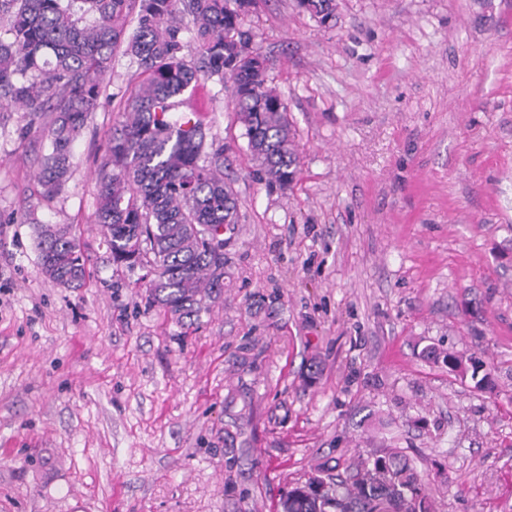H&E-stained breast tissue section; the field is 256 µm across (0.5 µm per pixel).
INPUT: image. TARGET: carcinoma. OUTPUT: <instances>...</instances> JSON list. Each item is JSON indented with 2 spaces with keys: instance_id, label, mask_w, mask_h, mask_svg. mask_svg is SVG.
<instances>
[{
  "instance_id": "1",
  "label": "carcinoma",
  "mask_w": 512,
  "mask_h": 512,
  "mask_svg": "<svg viewBox=\"0 0 512 512\" xmlns=\"http://www.w3.org/2000/svg\"><path fill=\"white\" fill-rule=\"evenodd\" d=\"M254 0H0V112L12 105L50 116L51 151L38 180L59 194L72 167L71 144L99 103L101 79L118 50L145 81L127 99L108 134L97 176L95 223L112 262L149 272L153 305L180 319L199 316L224 288V231L239 221L237 194L224 180V146L210 135L184 91L200 80L227 82L258 180L294 188L299 156L288 107L268 83V64L241 15ZM323 25L336 0H298ZM136 27L128 31L131 13ZM192 17L196 56L183 53L178 17ZM42 272L65 288L86 279V260L65 227L41 226ZM448 370L491 384L483 363L421 351ZM280 512H433L429 479L403 452L384 449L359 459L338 480L310 476L288 490Z\"/></svg>"
}]
</instances>
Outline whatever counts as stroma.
<instances>
[{"mask_svg":"<svg viewBox=\"0 0 512 512\" xmlns=\"http://www.w3.org/2000/svg\"><path fill=\"white\" fill-rule=\"evenodd\" d=\"M336 3L332 27L297 0L242 17L288 104L293 190L255 177L225 86L194 92L239 204L195 323L149 305L94 222L136 63L115 54L56 196L45 118L0 117V512H275L385 446L435 512H512V0ZM41 223L79 239L82 287L41 272ZM443 363L448 366V370L466 378L471 371L470 378L475 381V387L484 388L491 384L489 373H485L480 379L477 380L479 372L483 368V363L476 360L472 356L464 357L463 355L457 356L454 354H445L443 356Z\"/></svg>","mask_w":512,"mask_h":512,"instance_id":"35a3bbf8","label":"stroma"}]
</instances>
